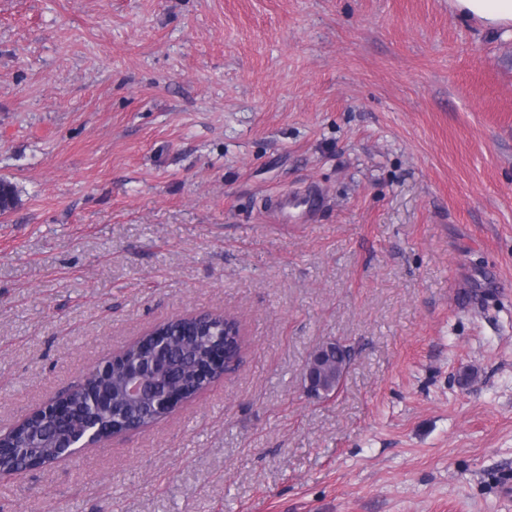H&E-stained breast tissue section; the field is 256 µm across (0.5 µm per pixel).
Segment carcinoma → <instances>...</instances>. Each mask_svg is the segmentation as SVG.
<instances>
[{
	"label": "carcinoma",
	"instance_id": "1",
	"mask_svg": "<svg viewBox=\"0 0 512 512\" xmlns=\"http://www.w3.org/2000/svg\"><path fill=\"white\" fill-rule=\"evenodd\" d=\"M224 332V316L211 315L208 322L192 318H179L160 325V329L147 335V339L166 342L171 361V372L157 379V391L146 395L138 402H130L125 395V384L129 365L138 344L131 345L124 355L112 359L104 373L92 372L85 381L69 392L73 404V416L66 428L57 427L43 416L28 424L14 428L6 443L15 447V452L0 457V474L6 475L20 469L28 461L55 458L74 433L82 430L89 417L100 425L98 440L109 437L108 431L121 432L126 423L138 421L149 427L171 413L159 402V395L167 389L184 390L185 398H192L208 382L206 371L211 345L217 334ZM102 387L112 396L109 406L92 407L89 387Z\"/></svg>",
	"mask_w": 512,
	"mask_h": 512
}]
</instances>
